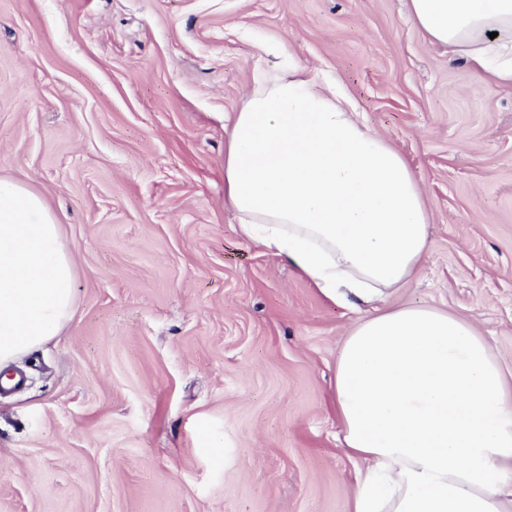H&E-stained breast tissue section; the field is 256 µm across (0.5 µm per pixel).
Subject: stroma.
I'll use <instances>...</instances> for the list:
<instances>
[{
  "label": "stroma",
  "instance_id": "stroma-1",
  "mask_svg": "<svg viewBox=\"0 0 512 512\" xmlns=\"http://www.w3.org/2000/svg\"><path fill=\"white\" fill-rule=\"evenodd\" d=\"M292 60L423 189L431 250L387 306L472 321L512 369V86L407 0H0V175L56 214L78 297L0 393V512H350L328 392L367 311L224 202V123Z\"/></svg>",
  "mask_w": 512,
  "mask_h": 512
}]
</instances>
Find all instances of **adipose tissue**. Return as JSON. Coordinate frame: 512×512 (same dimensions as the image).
<instances>
[{
  "label": "adipose tissue",
  "instance_id": "adipose-tissue-1",
  "mask_svg": "<svg viewBox=\"0 0 512 512\" xmlns=\"http://www.w3.org/2000/svg\"><path fill=\"white\" fill-rule=\"evenodd\" d=\"M413 22L512 85V0H409ZM224 199L245 238L332 302L391 296L429 250L405 158L306 66L261 73L224 127ZM76 260L45 201L0 178V365L72 317ZM339 442L361 461L351 512H512V382L474 324L402 305L346 336L331 386Z\"/></svg>",
  "mask_w": 512,
  "mask_h": 512
}]
</instances>
